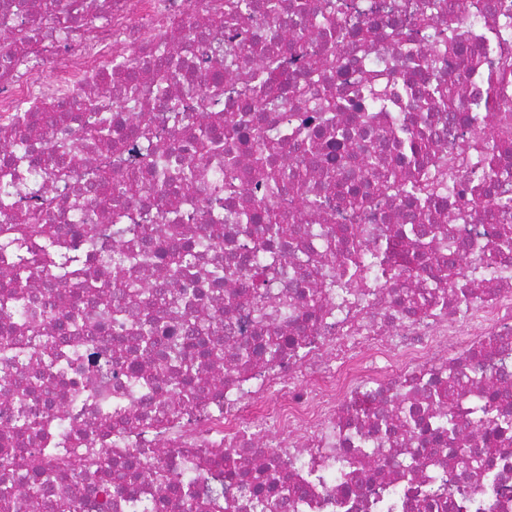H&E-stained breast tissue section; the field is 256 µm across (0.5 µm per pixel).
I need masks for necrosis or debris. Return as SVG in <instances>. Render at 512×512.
Masks as SVG:
<instances>
[{"instance_id":"necrosis-or-debris-1","label":"necrosis or debris","mask_w":512,"mask_h":512,"mask_svg":"<svg viewBox=\"0 0 512 512\" xmlns=\"http://www.w3.org/2000/svg\"><path fill=\"white\" fill-rule=\"evenodd\" d=\"M0 0V276L26 265L19 297L0 294V435L81 467L59 480L46 466L37 512L82 502L81 512H187L149 479L179 472L198 490V512L219 491L224 512H253L251 486L224 479L232 458L253 478L274 474L264 512H512V434H496L482 412L487 382L496 410L512 421V252L489 261L463 250L496 232L470 207L476 179L512 196V155L477 134L470 118L495 124L512 106V0ZM221 13L225 26L210 25ZM372 24L369 42L349 21ZM261 45L240 50L239 39ZM338 66L306 61L327 51ZM55 70L43 75L47 62ZM423 83L457 105L418 113L425 144L418 163L431 191L409 201L405 162L393 143L408 117L400 92L414 65ZM99 85L94 108L83 100ZM165 85L167 100L155 94ZM234 134L198 157L196 136L210 116ZM112 134L99 135L104 118ZM31 123L18 136L22 123ZM282 132L272 166L293 178L284 197L256 189L257 137ZM111 183L87 191L90 174ZM366 193L355 206L341 191ZM304 190L321 209L290 201ZM279 210L294 233L272 239L262 218ZM57 233L16 238L25 212ZM425 233L401 237L408 211ZM96 225L86 248L81 228ZM191 242L192 266L172 270L168 225ZM364 249L389 239L421 261H394L387 275L367 260L339 266L346 235ZM451 267L452 289L432 271ZM95 278L110 322L66 338L89 312L81 296ZM147 286L141 310L121 311V293ZM248 291L235 308L225 297ZM192 298L184 307V298ZM49 302L28 326L23 304ZM148 323L158 344L186 345L206 323L215 352L194 396L146 392L137 380L154 360L134 337ZM281 341L277 355L268 337ZM247 344L246 361L229 350ZM45 386L29 390L31 375ZM415 409L420 428L403 414ZM452 415L436 448L424 425ZM487 449L459 495L448 474L472 449ZM112 455L111 474L98 470Z\"/></svg>"}]
</instances>
